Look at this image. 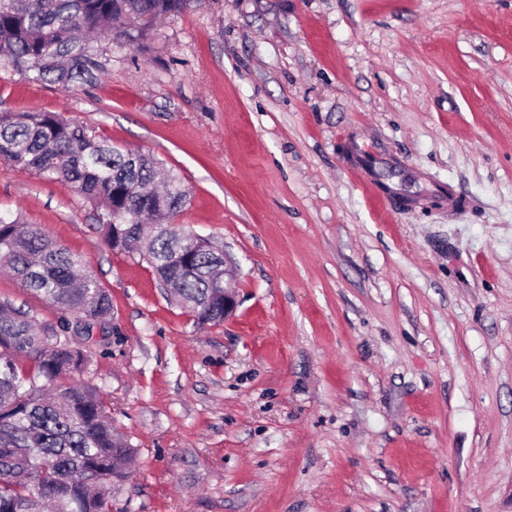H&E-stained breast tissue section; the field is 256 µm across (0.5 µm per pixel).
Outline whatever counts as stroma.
Instances as JSON below:
<instances>
[{
  "label": "stroma",
  "mask_w": 512,
  "mask_h": 512,
  "mask_svg": "<svg viewBox=\"0 0 512 512\" xmlns=\"http://www.w3.org/2000/svg\"><path fill=\"white\" fill-rule=\"evenodd\" d=\"M94 83L0 61V112L154 155L237 265L196 327L68 185L0 213L112 296L81 382L136 450L114 512H512V0H190ZM0 299L74 323L0 274Z\"/></svg>",
  "instance_id": "stroma-1"
}]
</instances>
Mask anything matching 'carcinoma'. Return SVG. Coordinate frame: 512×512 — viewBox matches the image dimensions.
Returning a JSON list of instances; mask_svg holds the SVG:
<instances>
[{
	"label": "carcinoma",
	"instance_id": "obj_1",
	"mask_svg": "<svg viewBox=\"0 0 512 512\" xmlns=\"http://www.w3.org/2000/svg\"><path fill=\"white\" fill-rule=\"evenodd\" d=\"M188 0H0V58L32 80L90 82L99 69L97 41L140 46L158 19ZM0 159L69 185L99 210L97 230L128 252L148 240L143 259L157 283L174 285L176 301L197 325L211 324L216 272L224 250L197 246L169 229L187 203L179 174L156 158L123 149L59 112H1ZM0 268L85 329L112 318L107 289L80 255L41 227L0 222ZM88 359L52 325L0 300V512H114L97 487L127 478L119 464L133 454L118 446L112 408L97 389L67 378Z\"/></svg>",
	"mask_w": 512,
	"mask_h": 512
}]
</instances>
